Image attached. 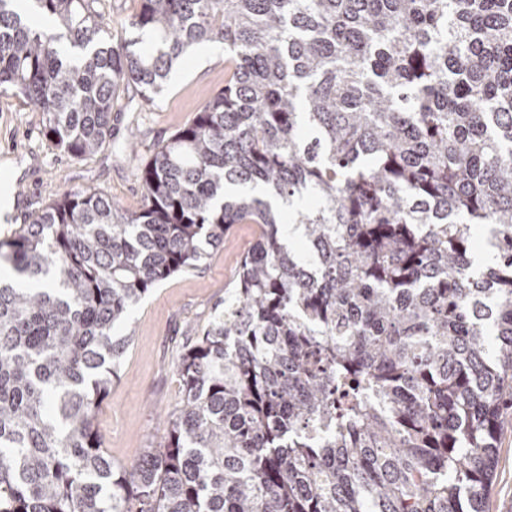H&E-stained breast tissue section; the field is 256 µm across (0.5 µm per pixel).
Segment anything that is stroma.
I'll return each instance as SVG.
<instances>
[{
  "mask_svg": "<svg viewBox=\"0 0 512 512\" xmlns=\"http://www.w3.org/2000/svg\"><path fill=\"white\" fill-rule=\"evenodd\" d=\"M224 45L208 42L181 59L154 103L133 101L112 115V137L81 159L46 139L43 114L22 96L0 91V240L70 190H98L127 209L142 200L138 167L155 147L189 122L224 87ZM256 225L236 224L195 270L152 288L133 309L134 338L119 377L96 411V426L113 461L128 465L162 440L168 415L182 400L176 361L188 338L201 335L235 288ZM488 512H512V409L498 436L496 477Z\"/></svg>",
  "mask_w": 512,
  "mask_h": 512,
  "instance_id": "35a3bbf8",
  "label": "stroma"
}]
</instances>
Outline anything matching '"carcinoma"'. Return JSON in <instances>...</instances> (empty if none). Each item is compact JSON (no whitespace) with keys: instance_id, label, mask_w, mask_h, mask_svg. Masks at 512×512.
Instances as JSON below:
<instances>
[{"instance_id":"cac0c4a2","label":"carcinoma","mask_w":512,"mask_h":512,"mask_svg":"<svg viewBox=\"0 0 512 512\" xmlns=\"http://www.w3.org/2000/svg\"><path fill=\"white\" fill-rule=\"evenodd\" d=\"M0 0V89L74 158L222 42L224 89L124 210L67 191L0 241V512H486L512 399V0ZM260 233L131 466L95 413L130 312ZM489 228L488 251L470 248ZM98 10L104 17V30L116 40L129 36L128 22L139 7L138 0H99ZM127 29V33H126Z\"/></svg>"}]
</instances>
